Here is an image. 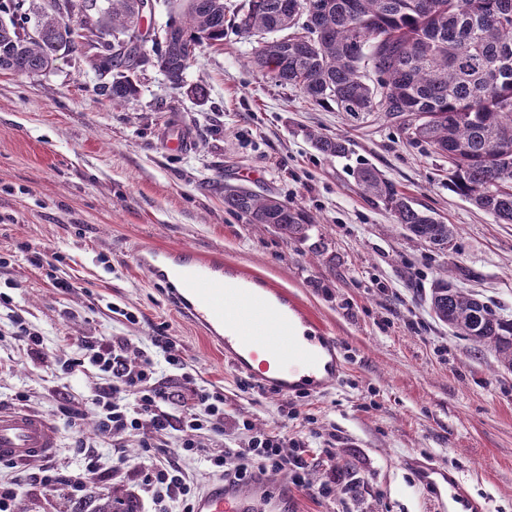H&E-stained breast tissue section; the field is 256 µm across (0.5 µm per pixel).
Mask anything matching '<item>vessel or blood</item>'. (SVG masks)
Returning a JSON list of instances; mask_svg holds the SVG:
<instances>
[{
    "label": "vessel or blood",
    "instance_id": "b4317fda",
    "mask_svg": "<svg viewBox=\"0 0 512 512\" xmlns=\"http://www.w3.org/2000/svg\"><path fill=\"white\" fill-rule=\"evenodd\" d=\"M136 260L155 281L179 278L171 302L224 350L234 368L251 373L261 386L294 395L322 392L345 370L337 337L279 288L223 259L197 252L144 245ZM260 314L277 331L259 338L247 330ZM57 431L45 417L0 409V461L24 462L50 455ZM194 512H267L266 487H242L232 480L211 484L196 499Z\"/></svg>",
    "mask_w": 512,
    "mask_h": 512
}]
</instances>
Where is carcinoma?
I'll return each instance as SVG.
<instances>
[{
    "instance_id": "obj_1",
    "label": "carcinoma",
    "mask_w": 512,
    "mask_h": 512,
    "mask_svg": "<svg viewBox=\"0 0 512 512\" xmlns=\"http://www.w3.org/2000/svg\"><path fill=\"white\" fill-rule=\"evenodd\" d=\"M15 0L0 11V72L36 75L78 41L57 9ZM141 0H84V39L90 67L117 73L103 87L114 100L135 97L133 74L151 43L155 64L179 88L205 46L230 34L266 36L251 66L318 106L354 119L382 115L412 143L448 158V188L499 224H512V0H245L226 18L224 0H173L162 40L140 28ZM327 157L348 153L341 136L310 133ZM363 194L378 200L393 222L444 252L457 231L413 206L372 167L356 173ZM224 208L250 224H270L288 241L307 238L313 224L303 209L237 187L224 192ZM430 308L440 322L494 352L512 371V320L456 288L448 274L433 284ZM57 491L67 512H139L135 499L109 489L82 498Z\"/></svg>"
}]
</instances>
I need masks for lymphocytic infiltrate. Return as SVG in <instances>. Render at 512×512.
<instances>
[{
	"instance_id": "obj_1",
	"label": "lymphocytic infiltrate",
	"mask_w": 512,
	"mask_h": 512,
	"mask_svg": "<svg viewBox=\"0 0 512 512\" xmlns=\"http://www.w3.org/2000/svg\"><path fill=\"white\" fill-rule=\"evenodd\" d=\"M75 357L62 362V377L79 373L93 385L92 403L99 419V433L104 444H111L115 435L125 432L140 439V473L142 482L150 488L159 507L158 512H169L172 503L182 504V512H192L195 491L187 483L179 467L161 451L159 435L167 433L172 424L167 411L169 405L181 404L183 416L178 426L181 436L178 447L183 454H199V436L202 431L216 434L224 429V395L203 386H193V377L176 344L166 336H156L150 346L140 349L138 362L128 357V343L114 338L96 341L75 340ZM180 370L181 378L193 387L191 398L174 390L154 384L152 377L158 363ZM133 396V406H126L124 396ZM74 449L83 459L81 470L75 474L47 467L30 473L15 469L0 480V512H13L16 490L28 482L46 487L67 483L71 492L81 491L88 475L99 467L100 455L96 447L84 439H76ZM211 467L223 470L225 477L238 483H249L263 475L292 471L297 483H304L306 462L301 453L285 452L283 444L265 432L255 433L248 447L228 448L224 453L209 456Z\"/></svg>"
}]
</instances>
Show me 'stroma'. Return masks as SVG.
<instances>
[{"label":"stroma","mask_w":512,"mask_h":512,"mask_svg":"<svg viewBox=\"0 0 512 512\" xmlns=\"http://www.w3.org/2000/svg\"><path fill=\"white\" fill-rule=\"evenodd\" d=\"M255 46L232 35L203 48L178 89L145 65L139 95L121 101L101 94L111 76L78 52L36 76L0 73V256L9 259L0 266V407L42 415L58 433L52 454L26 470L78 469L75 439L98 442L91 384L78 373L54 377L57 358L75 352L70 339L117 336L136 350L163 334L199 384L224 391V432L202 435L201 455H183L176 433L162 437L198 489L217 480L206 454L246 447L257 430L307 462L304 485L287 471L270 479L273 494H288L279 512H451L448 498L420 481L415 464L427 460L485 512H512V372L454 335L428 302L447 271L455 287L512 319V224L450 191L447 159L391 124L311 104L252 69ZM313 131L346 137L349 153L320 154ZM177 136L188 145L174 153L167 142ZM362 167L455 225L452 247L437 252L393 224L360 191ZM228 187L304 208L314 219L307 239L283 240L272 226L225 210ZM24 244L60 254L56 274L71 290L28 263ZM145 244L216 254L288 291L337 336L339 381L295 396L243 389L247 373L137 267ZM18 317L41 335V353L15 340ZM67 398L88 406L76 434L58 417ZM242 419L250 428L239 427ZM140 453L138 436H115L88 487L120 488L141 512H155ZM325 483L332 495L321 494Z\"/></svg>","instance_id":"stroma-1"}]
</instances>
